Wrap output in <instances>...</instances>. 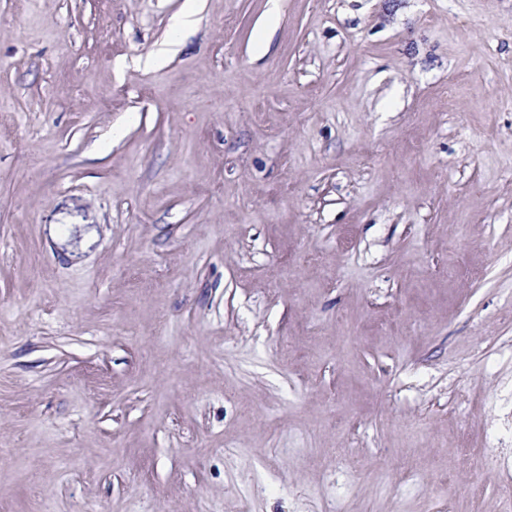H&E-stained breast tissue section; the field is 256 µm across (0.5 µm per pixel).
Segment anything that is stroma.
Masks as SVG:
<instances>
[{
  "label": "stroma",
  "instance_id": "obj_1",
  "mask_svg": "<svg viewBox=\"0 0 512 512\" xmlns=\"http://www.w3.org/2000/svg\"><path fill=\"white\" fill-rule=\"evenodd\" d=\"M198 3L0 0V512H501L512 0Z\"/></svg>",
  "mask_w": 512,
  "mask_h": 512
}]
</instances>
